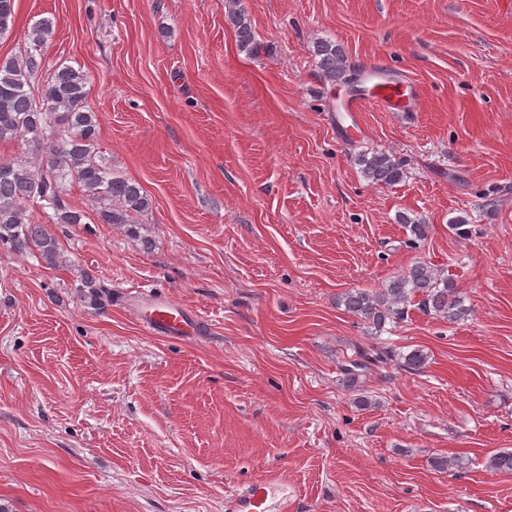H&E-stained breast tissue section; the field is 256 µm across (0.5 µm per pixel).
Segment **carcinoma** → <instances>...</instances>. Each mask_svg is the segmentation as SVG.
<instances>
[{
  "instance_id": "obj_1",
  "label": "carcinoma",
  "mask_w": 512,
  "mask_h": 512,
  "mask_svg": "<svg viewBox=\"0 0 512 512\" xmlns=\"http://www.w3.org/2000/svg\"><path fill=\"white\" fill-rule=\"evenodd\" d=\"M15 0H0V35L14 22ZM228 22L235 29L241 49L254 54L258 42L245 12L235 8ZM53 35V22L42 18L26 34L20 54L0 62V142L30 137L37 163L0 162V248L15 253L38 251L50 266L57 265L58 241L44 224H34L27 203L45 201L53 208L55 224H82L86 215L67 200L66 182L79 184L96 206L103 224L127 227L139 236L134 216L152 209V199L134 181L116 176L96 159L99 134L97 114L88 105L89 79L79 68L59 65L42 74L43 50ZM314 53L318 67L334 82L347 77L341 48L331 41H319ZM364 177L376 184L393 185L403 171L384 152L363 153L357 158ZM414 242L427 237L428 226L405 215L399 217ZM429 315L452 322L467 313L456 297L453 282L431 265L418 262L377 291L352 289L340 298L345 309L380 331L388 322L404 317L413 299ZM492 470L512 472V451H501L489 460Z\"/></svg>"
}]
</instances>
